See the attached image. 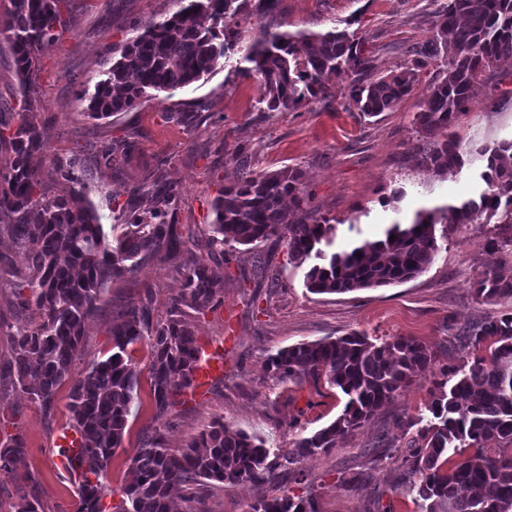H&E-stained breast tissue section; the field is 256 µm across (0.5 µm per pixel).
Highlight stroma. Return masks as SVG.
<instances>
[{
	"mask_svg": "<svg viewBox=\"0 0 512 512\" xmlns=\"http://www.w3.org/2000/svg\"><path fill=\"white\" fill-rule=\"evenodd\" d=\"M439 4L440 0H277L264 19L241 21V42L249 44L263 24L282 32L344 28L363 40L375 75L384 76L411 65L413 48L433 34ZM184 5L185 0H70L67 31L38 53L39 103L29 113L48 136L40 160L46 195L68 190L54 168L56 159L78 150L88 154L121 139L130 149L119 164L89 172L92 198L104 223L112 221L105 198L126 204L130 190L158 169L182 189L177 210L181 234L198 240L214 220L213 198L221 187L236 181L243 156L258 172L299 169L309 207L336 219L334 243L339 247L373 239L383 225L468 193L470 168L441 175L421 166L415 155L414 118L442 71L435 59L421 68L411 92L394 110L376 117L364 115L349 100L347 75L332 79L330 102L283 112L257 111L260 87L254 80L236 77L239 57L234 54L208 80L172 91L166 100L152 99L105 120L90 118L86 96L124 45L145 24L168 18ZM199 101L204 109L197 128L189 130L169 119L170 110L190 112ZM455 131L462 144L474 147L512 139V59L484 73ZM436 230L441 234L440 249L425 272L403 283L344 294L310 293L304 268L289 261L281 241L273 239L254 249L238 244L227 248L224 263L215 268L224 282L221 305L190 317L198 345L210 355V378L180 395L173 409L158 414L149 380L150 350L143 341L130 349L139 386L123 446L107 468L111 492L101 501L104 512L119 504L118 491L131 479L130 458L155 431L163 432L168 447L179 449L219 420L231 429L265 438L272 453L282 456L291 450L297 427L314 431L333 421L344 405L335 389L310 381L277 386L268 379L264 360L282 348L358 331L384 339L418 337L431 348L436 367L462 355L458 336L463 327L512 311V300L483 303L473 292L489 263L487 237L512 236V226L440 224ZM0 255L9 260L0 268L1 369L9 357L8 335L27 316L8 283L13 271L27 270L28 264L13 242L1 236ZM183 260V254H170L112 282L106 305L87 322L73 377L83 376L91 361L109 355V327L145 292L153 294L154 319H165L169 297L181 288L176 268ZM434 378V370L422 373L330 453L301 460L297 468L305 474L304 482L283 475L275 484L213 483L203 490L206 512H249L257 499L285 490L302 496L310 488L319 497L321 512H418L399 486L402 471L397 465L370 470L366 486L359 490L344 484L341 476L366 466L373 453L404 445L399 421L424 412ZM72 423L68 386L59 388L47 413L26 393L0 380V441L18 436L26 445V454L14 463L12 473H0L1 505L34 497L44 512H76V482L57 463L59 433Z\"/></svg>",
	"mask_w": 512,
	"mask_h": 512,
	"instance_id": "1",
	"label": "stroma"
}]
</instances>
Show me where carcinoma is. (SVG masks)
<instances>
[{
	"label": "carcinoma",
	"instance_id": "carcinoma-1",
	"mask_svg": "<svg viewBox=\"0 0 512 512\" xmlns=\"http://www.w3.org/2000/svg\"><path fill=\"white\" fill-rule=\"evenodd\" d=\"M0 15V36L10 44L18 77L20 111L0 114V234L8 233L25 251L33 274L11 281L22 308L35 318L18 322L9 335V374L14 387L31 391L51 409L58 388L70 379L87 321L105 303L108 285L137 271L141 263L184 250L177 269L182 288L169 303L167 318L153 321L152 297L128 306L109 330L111 353L89 364L70 389L72 430L79 450L67 469L77 478V512H102L104 476L122 447L138 371L128 348L148 340L150 385L163 414L176 396L196 385L199 351L186 319L221 304L224 283L211 264L224 261V246L258 245L273 237L285 242L288 258L302 265L307 289L343 294L379 288L423 273L439 251L438 224H512V140L463 150L453 132L459 116L473 102L482 74L512 57V0H442L432 38L416 50L413 66L386 76L372 75L361 42L345 29L323 33L260 34L243 50L236 75L258 82L261 112H283L333 97L328 81L350 71L349 99L363 114L375 117L397 107L418 80L427 59L443 63V75L430 88L415 118L421 162L443 172H458L478 161L481 169L471 193L455 204L418 210L409 222L386 225L375 240L343 251L331 249L335 225L308 208L303 175L296 168L257 172L239 160L237 181L212 201L215 219L201 243H185L176 213L181 187L160 171L148 173L131 195H147L143 212L131 206L112 209L114 224L102 223L88 198L83 169L76 160L57 162L70 192L53 198L42 194L34 159L46 152L47 134L27 113L38 103L37 53L60 40L67 30L69 0H9ZM275 0H188L178 14L152 21L127 43L105 77L88 95L89 116L108 119L138 107L159 93L208 79L238 50L241 20L269 14ZM448 129V138L435 139ZM129 143H108L93 164L116 166ZM395 239H390V236ZM512 238L490 237V257L475 296L484 303L512 299V263L500 257ZM468 348L456 363L440 370L427 415L402 421L409 436L405 448L373 457L379 467L395 460L404 471L403 493L419 512H512V313L490 315L464 331ZM434 362L426 342L409 336L371 338L352 332L336 338L303 342L267 357L269 379L277 385L323 382L345 399L342 413L330 424L297 434L283 461H269L266 440L229 429L215 421L185 448L166 447L151 437L131 458V480L120 489L116 512H170L171 493L198 500L204 481L224 484L270 483L277 470L300 459L326 454L362 427L384 404L408 388ZM473 448V455L465 454ZM23 440L0 444V471L8 473L24 455ZM251 512H320L318 495L282 492L251 506Z\"/></svg>",
	"mask_w": 512,
	"mask_h": 512
}]
</instances>
